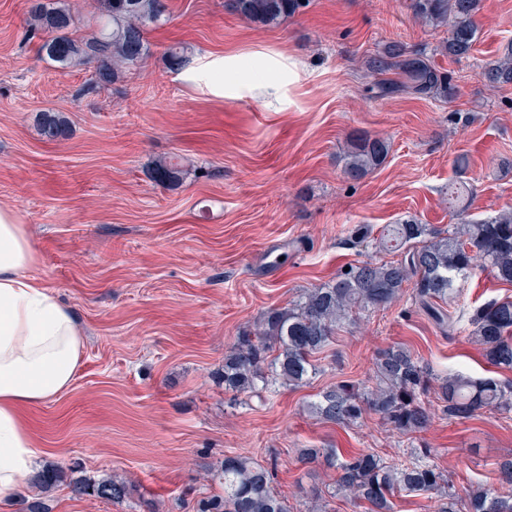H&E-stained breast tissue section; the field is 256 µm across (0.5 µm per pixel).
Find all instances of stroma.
<instances>
[{"mask_svg": "<svg viewBox=\"0 0 512 512\" xmlns=\"http://www.w3.org/2000/svg\"><path fill=\"white\" fill-rule=\"evenodd\" d=\"M34 0H0V208L31 231L38 261L29 274L72 312L84 335L72 385L24 408L40 471L73 467L76 480L113 477L130 496L114 504L61 484L45 492L50 512H196L221 492L206 481L224 456L269 468L291 512H305L311 486L332 480L302 465V448L362 449L405 460L407 439L379 417L327 423L307 411L343 380L371 384L380 349L407 346L436 374L498 376L466 331L446 334L401 299L337 330L320 372L264 398L225 393L218 375L239 331L287 306L343 267L378 258L353 247L359 224L381 230L414 216L447 228L448 185L475 190L472 219L512 209V86L479 72L512 39V0H483L467 58L436 53L446 31L415 20L409 0H311L306 11L258 27L224 0H166L169 19L150 28L151 53L118 81L87 89L93 66L63 69L41 52ZM399 41L431 53L460 90L452 104L376 99L365 61ZM238 55L240 90L218 97L168 68L164 51ZM283 62L278 96H264L266 66ZM55 112L66 137L40 135ZM357 134L385 139V164L358 182L343 174ZM466 155L468 167L454 161ZM180 156L183 179L157 185L151 171ZM512 285L489 271L457 281L445 304L460 322ZM419 445L455 486L497 484L512 455V411L464 421L435 415Z\"/></svg>", "mask_w": 512, "mask_h": 512, "instance_id": "obj_1", "label": "stroma"}]
</instances>
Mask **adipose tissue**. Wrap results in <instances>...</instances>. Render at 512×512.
Segmentation results:
<instances>
[{
	"instance_id": "obj_1",
	"label": "adipose tissue",
	"mask_w": 512,
	"mask_h": 512,
	"mask_svg": "<svg viewBox=\"0 0 512 512\" xmlns=\"http://www.w3.org/2000/svg\"><path fill=\"white\" fill-rule=\"evenodd\" d=\"M37 262L14 210L0 209V502L24 490L39 450L20 409L68 389L82 338L70 310L31 278Z\"/></svg>"
}]
</instances>
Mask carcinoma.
Returning a JSON list of instances; mask_svg holds the SVG:
<instances>
[{
  "label": "carcinoma",
  "mask_w": 512,
  "mask_h": 512,
  "mask_svg": "<svg viewBox=\"0 0 512 512\" xmlns=\"http://www.w3.org/2000/svg\"><path fill=\"white\" fill-rule=\"evenodd\" d=\"M94 30L76 36L75 17L57 0H37L30 10L33 29L46 33L41 50L62 67L95 64L91 85L98 87L137 68L150 54L147 28L168 20L165 0H98ZM309 0H225L224 7L250 23L278 25L307 8ZM420 22L447 28L439 53L460 60L471 55L478 38L476 17L482 0H410ZM168 66L180 71L190 63L187 48L173 45L164 51ZM375 77L369 91L375 98L406 96L416 100L452 103L458 96L448 73L440 70L423 51L392 41L366 60ZM494 88L512 85V40L480 72ZM42 134L50 139L66 135L64 121L56 114L42 116ZM388 145L379 137L357 135L350 140L343 173L357 182L381 167ZM182 164L174 159L158 163L156 184L169 186L180 180ZM463 188L448 190V208L456 210L458 224L437 229L414 217L386 225L376 238L390 260L349 265L329 282L307 290L285 307L266 311L254 330L244 331L224 356V388L237 394L259 396L275 385L298 387L319 370L322 353L345 324L356 316L373 313L400 300L406 293L436 324L455 330L456 321L442 304L454 292L457 278L483 262L495 278L512 285V211L484 220H469L456 203ZM471 338L490 364L512 371V300L493 299L469 316ZM434 391L437 409L421 396ZM311 414L326 422L354 424L367 413L379 416L393 433L415 439L430 426L436 412L452 420H466L483 410H511L512 386L495 378L474 379L459 371L439 376L402 345L379 352L372 386L342 381L319 393L308 405ZM302 460L334 471L335 491L368 512H394L396 493L431 494L437 512H512V458L499 463L495 489L472 486L458 491L447 475L430 460L427 450L410 452L409 460L390 463L372 451L345 456L331 449L306 448ZM66 470L53 467L39 477L48 491L64 482ZM211 480L224 484V494L198 502L197 512H291L274 494L270 470L239 456H226ZM82 493L121 503L129 496L123 481L112 478L78 481Z\"/></svg>",
  "instance_id": "cac0c4a2"
}]
</instances>
